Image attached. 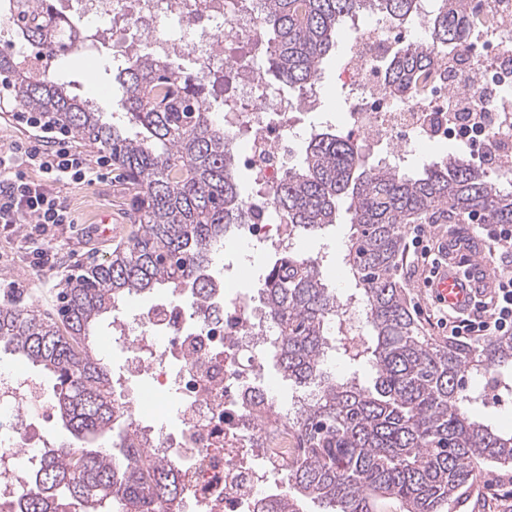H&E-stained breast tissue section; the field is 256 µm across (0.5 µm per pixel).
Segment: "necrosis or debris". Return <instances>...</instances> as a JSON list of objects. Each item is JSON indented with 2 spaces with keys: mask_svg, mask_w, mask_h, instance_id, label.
<instances>
[{
  "mask_svg": "<svg viewBox=\"0 0 512 512\" xmlns=\"http://www.w3.org/2000/svg\"><path fill=\"white\" fill-rule=\"evenodd\" d=\"M59 12L126 41L124 60L141 51L181 54L198 80L215 64L229 75L224 110L215 120L229 139L246 137L242 157L258 193L256 215L236 225L224 248L250 260L296 249L288 219L274 204L288 164V142L300 138L294 113L318 111V95L292 100L268 78L260 57L268 41L247 0H58ZM467 49L435 56L437 76L425 92L393 89L380 67L396 52L392 28L368 16L365 38L348 42L337 71L351 99L337 122L363 147L397 167L425 143L449 142L470 127L485 164L512 175V0H472ZM226 267L224 286L208 302L184 305L180 293L151 304L124 299L112 315L109 341L135 380L112 383L113 447L133 441L170 462L179 496L165 512H253L258 496L279 492L299 442L290 430L280 379L272 371V328L260 291L238 286ZM43 380L26 369H0V505L18 508L36 490L28 479L46 443L37 422L49 410Z\"/></svg>",
  "mask_w": 512,
  "mask_h": 512,
  "instance_id": "1",
  "label": "necrosis or debris"
}]
</instances>
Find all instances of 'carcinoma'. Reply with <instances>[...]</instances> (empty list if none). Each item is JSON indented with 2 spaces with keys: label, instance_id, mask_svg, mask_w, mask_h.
Returning <instances> with one entry per match:
<instances>
[{
  "label": "carcinoma",
  "instance_id": "obj_1",
  "mask_svg": "<svg viewBox=\"0 0 512 512\" xmlns=\"http://www.w3.org/2000/svg\"><path fill=\"white\" fill-rule=\"evenodd\" d=\"M268 37L269 69L286 86L306 91L336 46L340 27L365 14L404 24L419 0H258ZM14 37L51 55L76 54L99 34L56 17L50 0H7ZM430 41L399 47L387 63L397 87L424 86L432 51L451 53L467 40L459 0H434ZM123 122L54 73L31 74L16 52H0V89L29 112L49 114L83 142L112 154L139 195L128 242L109 260L89 263L65 279L54 313L16 300L0 303V354L17 356L53 380L52 406L75 438L111 429L112 376L96 329L115 305L158 288L207 296L215 286L213 255L235 224H246L237 157L217 125L206 88L173 59L143 55L122 68ZM499 175L454 156L406 173L368 166L350 137L313 133L301 167L287 171L274 203L294 235L336 223L338 206L353 228L347 263L366 312L368 335L358 344L328 333L340 298L323 283L316 259L290 252L273 258L261 280L271 325L280 337L272 358L281 377L307 394L292 421L301 455L275 498L256 512H300L309 498L320 512H448L480 470L512 467V433L471 415L480 394L466 376L512 366V335L478 345L421 334L397 270L404 228L442 217L455 224L479 216L512 224V189ZM342 355L371 364L373 387L356 378H325L323 360ZM30 480L38 492L22 512H161L179 485L168 462L145 448L118 453L61 443L44 449Z\"/></svg>",
  "mask_w": 512,
  "mask_h": 512
}]
</instances>
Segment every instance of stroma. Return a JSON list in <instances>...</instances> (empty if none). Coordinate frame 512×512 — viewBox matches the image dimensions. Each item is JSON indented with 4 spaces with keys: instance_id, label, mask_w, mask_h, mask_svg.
Returning <instances> with one entry per match:
<instances>
[{
    "instance_id": "stroma-1",
    "label": "stroma",
    "mask_w": 512,
    "mask_h": 512,
    "mask_svg": "<svg viewBox=\"0 0 512 512\" xmlns=\"http://www.w3.org/2000/svg\"><path fill=\"white\" fill-rule=\"evenodd\" d=\"M358 32L355 23H346L338 34L340 48ZM340 48L323 65L321 78L315 86L322 99V107L318 114L306 117V124L319 127L335 125L337 107L350 95L349 90L336 79L342 59ZM97 51L100 61L95 67H88L83 59L66 55L56 58L52 67L63 70L65 80L71 81L74 92L80 95L94 92L96 85L105 86L111 97L109 112L121 113V90L114 79L121 59L111 42H104ZM62 193L72 207L74 221L53 226L49 230L53 252L51 264L40 265L35 255L24 251L20 236L9 239L0 236V301L15 297L38 310L53 311L62 281L67 275L89 261L99 262L110 257L119 244L128 240L134 228L135 192L126 181L116 176L107 177L93 184L63 187ZM102 222L108 223L110 235L89 236L88 227ZM453 232L461 233L467 244L464 253H452V261H459L464 255L471 257L479 254L486 258L484 269L487 275H494L498 260L488 257L482 234L465 224H430L426 227L430 241L436 244L448 243L449 235ZM350 235L348 218L342 213L335 224L317 235L300 239L301 254L320 258L319 271L324 283L341 297L348 296L356 288V282L344 263ZM400 274L406 284L413 313L426 335L447 336V329L437 326L431 315L432 301L422 287L425 268L413 264L411 257L407 256L403 259Z\"/></svg>"
}]
</instances>
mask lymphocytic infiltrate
I'll return each mask as SVG.
<instances>
[{
  "mask_svg": "<svg viewBox=\"0 0 512 512\" xmlns=\"http://www.w3.org/2000/svg\"><path fill=\"white\" fill-rule=\"evenodd\" d=\"M17 120L33 128L35 135L25 147L0 150V234L28 225L27 247L40 254L49 226L73 221L62 186L94 182L111 160L103 156L90 161L72 146L68 132L48 118L21 112ZM23 164L45 174L46 182L24 179L19 172ZM447 322L456 336L511 335L512 272L497 279L489 300L475 299L467 313L449 315Z\"/></svg>",
  "mask_w": 512,
  "mask_h": 512,
  "instance_id": "1",
  "label": "lymphocytic infiltrate"
}]
</instances>
